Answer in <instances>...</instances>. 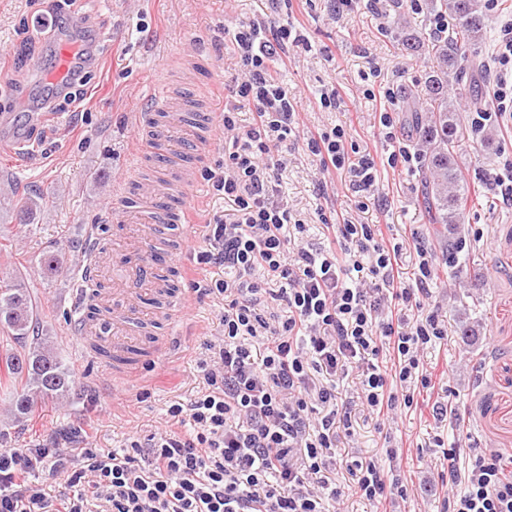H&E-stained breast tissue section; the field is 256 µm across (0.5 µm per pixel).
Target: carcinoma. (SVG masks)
<instances>
[{"instance_id":"obj_1","label":"carcinoma","mask_w":512,"mask_h":512,"mask_svg":"<svg viewBox=\"0 0 512 512\" xmlns=\"http://www.w3.org/2000/svg\"><path fill=\"white\" fill-rule=\"evenodd\" d=\"M432 8L452 21L445 37L427 41L428 54L436 58L437 69L425 80L426 99L406 93L402 99V122L424 148L421 167L422 207L430 224H456L472 202L468 183L456 163V151L469 134L466 124L448 95V74L469 76L472 90L478 89L480 61L472 49L482 37L483 21L479 0H431ZM42 198H26L19 222L35 219ZM60 256L54 249L43 250L40 264L50 275L57 272ZM41 315L38 302L21 276L0 284V334L19 343L20 348L5 355L8 376L20 380L12 392L10 416L14 422L29 419L38 403L66 399L74 380L57 347L39 335Z\"/></svg>"}]
</instances>
